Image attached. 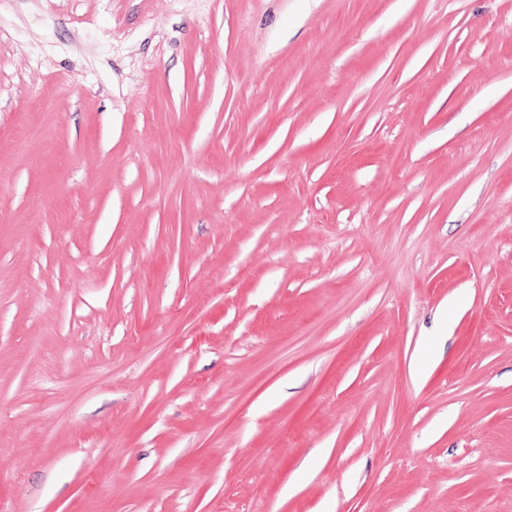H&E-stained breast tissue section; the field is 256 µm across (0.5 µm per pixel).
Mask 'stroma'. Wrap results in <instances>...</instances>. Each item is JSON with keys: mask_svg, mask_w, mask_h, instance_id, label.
I'll return each mask as SVG.
<instances>
[{"mask_svg": "<svg viewBox=\"0 0 512 512\" xmlns=\"http://www.w3.org/2000/svg\"><path fill=\"white\" fill-rule=\"evenodd\" d=\"M0 512H512V0H0Z\"/></svg>", "mask_w": 512, "mask_h": 512, "instance_id": "35a3bbf8", "label": "stroma"}]
</instances>
